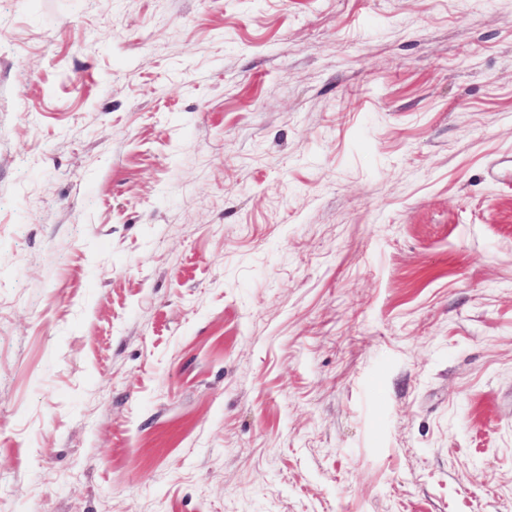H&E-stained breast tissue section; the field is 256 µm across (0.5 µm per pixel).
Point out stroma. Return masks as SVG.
Here are the masks:
<instances>
[{"label": "stroma", "instance_id": "obj_1", "mask_svg": "<svg viewBox=\"0 0 512 512\" xmlns=\"http://www.w3.org/2000/svg\"><path fill=\"white\" fill-rule=\"evenodd\" d=\"M0 512H512V0H0Z\"/></svg>", "mask_w": 512, "mask_h": 512}]
</instances>
